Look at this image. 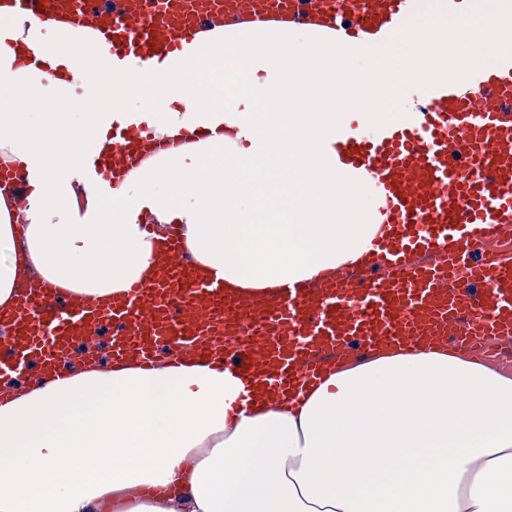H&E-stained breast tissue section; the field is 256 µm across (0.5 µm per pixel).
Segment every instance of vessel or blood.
Segmentation results:
<instances>
[{
    "label": "vessel or blood",
    "mask_w": 512,
    "mask_h": 512,
    "mask_svg": "<svg viewBox=\"0 0 512 512\" xmlns=\"http://www.w3.org/2000/svg\"><path fill=\"white\" fill-rule=\"evenodd\" d=\"M28 21H60L107 44L119 78H143L153 63L181 55L220 31L285 26L336 42L350 53L382 42L428 0H15ZM419 99L399 124L373 139L347 140L342 161L375 200L382 235L357 263L289 282L265 302L245 301L223 280L201 278L180 235L166 238L155 280L122 299L85 303L57 288L24 290L0 325V376L39 363L59 375L74 343L112 328V358L153 366L178 348L220 359L226 372L262 382L296 404L325 364L366 355L381 343L443 339L462 352L512 335V256L488 252L512 238V47L499 65L464 82L417 80ZM111 158L88 160V175L136 167L155 145L148 122L112 133Z\"/></svg>",
    "instance_id": "b4317fda"
}]
</instances>
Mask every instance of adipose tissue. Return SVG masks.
Wrapping results in <instances>:
<instances>
[{"instance_id":"1","label":"adipose tissue","mask_w":512,"mask_h":512,"mask_svg":"<svg viewBox=\"0 0 512 512\" xmlns=\"http://www.w3.org/2000/svg\"><path fill=\"white\" fill-rule=\"evenodd\" d=\"M70 43L0 0V157L33 175L29 195L0 189V307L22 284L97 303L151 280L170 226L204 275L244 293L357 261L379 227L337 135L403 120L405 72L461 81L491 66L512 43V0L493 21L430 0L360 70L288 29L188 49L135 82L113 79L103 43L77 56ZM143 121L207 137L113 187L81 173L113 124ZM65 369L0 393V512H512V377L450 350L384 348L328 370L300 404L257 395L234 416L244 384L219 359Z\"/></svg>"}]
</instances>
